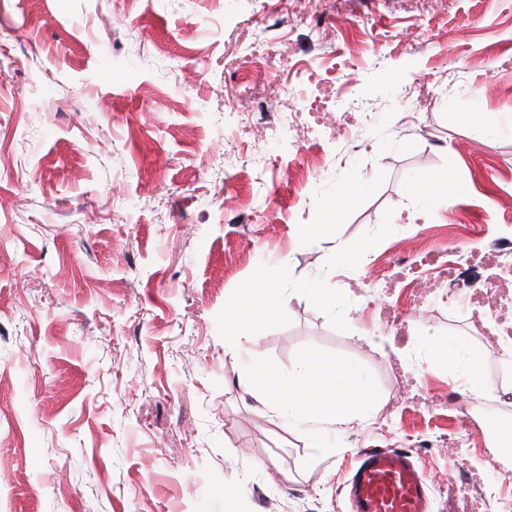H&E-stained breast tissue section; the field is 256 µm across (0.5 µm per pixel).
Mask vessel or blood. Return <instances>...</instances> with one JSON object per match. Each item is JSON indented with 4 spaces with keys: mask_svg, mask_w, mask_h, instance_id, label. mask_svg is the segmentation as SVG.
Wrapping results in <instances>:
<instances>
[{
    "mask_svg": "<svg viewBox=\"0 0 512 512\" xmlns=\"http://www.w3.org/2000/svg\"><path fill=\"white\" fill-rule=\"evenodd\" d=\"M347 483L351 512H430L427 482L407 453L363 448Z\"/></svg>",
    "mask_w": 512,
    "mask_h": 512,
    "instance_id": "vessel-or-blood-1",
    "label": "vessel or blood"
}]
</instances>
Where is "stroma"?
Here are the masks:
<instances>
[{
  "label": "stroma",
  "mask_w": 512,
  "mask_h": 512,
  "mask_svg": "<svg viewBox=\"0 0 512 512\" xmlns=\"http://www.w3.org/2000/svg\"><path fill=\"white\" fill-rule=\"evenodd\" d=\"M450 167L453 202L409 194ZM346 183L366 191L328 223ZM510 236L512 0H0V512H347L362 448L409 452L432 512H496L512 452L422 347L481 350L512 419V368L470 325L491 268L417 311L415 280L380 281ZM276 272L289 302L231 333L228 302ZM310 348L375 401L320 448L247 390Z\"/></svg>",
  "instance_id": "35a3bbf8"
}]
</instances>
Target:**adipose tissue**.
Wrapping results in <instances>:
<instances>
[{"mask_svg":"<svg viewBox=\"0 0 512 512\" xmlns=\"http://www.w3.org/2000/svg\"><path fill=\"white\" fill-rule=\"evenodd\" d=\"M434 358L457 361L471 392L482 394L481 353L458 341L442 346L427 343ZM249 390L269 411L303 438L321 442L322 426L344 428L360 419L368 389L361 369L353 363L326 360L316 349L305 351L285 380L256 374Z\"/></svg>","mask_w":512,"mask_h":512,"instance_id":"adipose-tissue-1","label":"adipose tissue"}]
</instances>
